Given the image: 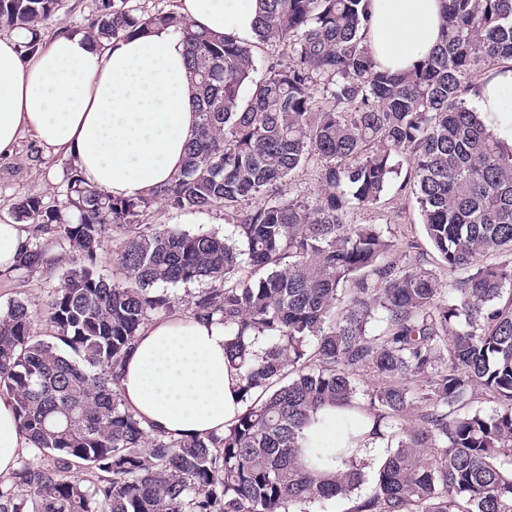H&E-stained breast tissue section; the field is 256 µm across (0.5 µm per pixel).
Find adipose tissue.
<instances>
[{
    "label": "adipose tissue",
    "mask_w": 512,
    "mask_h": 512,
    "mask_svg": "<svg viewBox=\"0 0 512 512\" xmlns=\"http://www.w3.org/2000/svg\"><path fill=\"white\" fill-rule=\"evenodd\" d=\"M442 0H370L367 43L383 68L424 60L440 38ZM193 29L254 36L259 0H178ZM183 35L157 29L97 48L62 32L34 54L0 36V157L21 134L72 159L84 181L115 197L153 196L183 169L197 133ZM32 227L0 218V274L12 271ZM224 327L191 315L141 329L119 369L126 406L152 436L222 434L245 408L239 373L224 356ZM30 443L14 399L0 395V478Z\"/></svg>",
    "instance_id": "ef3b65f1"
}]
</instances>
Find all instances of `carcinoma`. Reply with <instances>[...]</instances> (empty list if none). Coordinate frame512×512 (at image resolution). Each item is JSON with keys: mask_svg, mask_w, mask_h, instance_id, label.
I'll use <instances>...</instances> for the list:
<instances>
[{"mask_svg": "<svg viewBox=\"0 0 512 512\" xmlns=\"http://www.w3.org/2000/svg\"><path fill=\"white\" fill-rule=\"evenodd\" d=\"M60 2L0 0V26L33 52ZM261 2L254 37L287 59L258 81L252 44L193 31L175 11L101 0L85 28L98 46L182 33L199 129L153 198L113 197L71 164L62 205L13 204L37 228L15 270L53 271L60 242L73 267L45 311L48 334L24 301L0 311V391L49 459L0 484V512H290L348 499L364 482L349 453L368 424L391 452L351 512H512L500 462L512 459V143L466 103L475 73L512 61V0H443L438 48L402 73L380 69L366 43L369 0ZM311 160L318 192L285 195ZM402 161L446 289L413 244L343 219L377 205ZM260 195L266 204L243 207ZM157 201L222 205L235 239L140 223ZM109 238L120 280L97 271ZM202 281L189 311L224 325L247 405L222 436L152 437L117 369L141 327L173 312L168 287ZM326 406L358 420L329 452L307 445ZM76 468L98 482L84 488Z\"/></svg>", "mask_w": 512, "mask_h": 512, "instance_id": "1", "label": "carcinoma"}]
</instances>
